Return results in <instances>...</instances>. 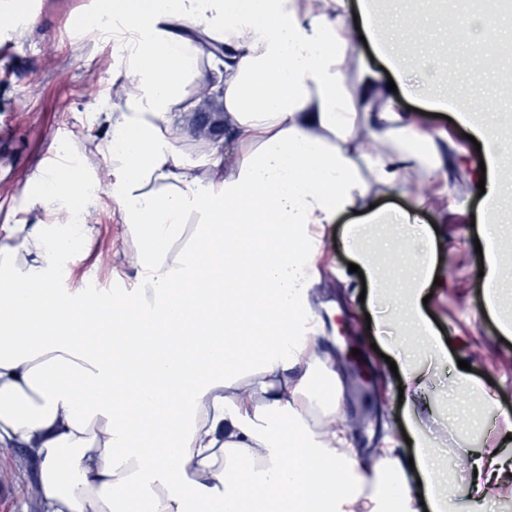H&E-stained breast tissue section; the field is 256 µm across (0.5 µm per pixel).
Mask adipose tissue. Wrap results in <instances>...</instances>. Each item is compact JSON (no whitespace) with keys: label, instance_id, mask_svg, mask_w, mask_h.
<instances>
[{"label":"adipose tissue","instance_id":"adipose-tissue-1","mask_svg":"<svg viewBox=\"0 0 512 512\" xmlns=\"http://www.w3.org/2000/svg\"><path fill=\"white\" fill-rule=\"evenodd\" d=\"M95 17L126 32L112 74L125 93L84 152L112 155L138 285L50 286L70 218L87 204L83 168L41 179L36 196L54 222L0 225V447L34 453L45 512H420L416 471L430 512H460L418 411L421 354L447 355L423 305L437 247L407 248L429 201L418 172L448 191V139L428 131L429 112L402 110L362 53L368 40L395 76L420 69L415 29L384 39L370 12L350 20L346 0H97ZM208 78L224 136L192 158L178 116ZM457 118L481 139L486 170L501 168L512 141L495 120L466 108ZM361 129L377 151L361 148ZM376 187L411 195L410 211L373 208ZM347 211L362 216L346 247L368 302L392 304L402 326L389 351L413 466L391 448H355L342 381L319 354L308 292L320 230ZM395 262L407 270L399 285L386 275ZM483 266L487 309L511 336L499 288L512 267L491 223ZM452 457L474 474L473 502L511 475L489 446Z\"/></svg>","mask_w":512,"mask_h":512}]
</instances>
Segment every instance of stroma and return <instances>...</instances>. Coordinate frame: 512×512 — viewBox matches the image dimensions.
<instances>
[{
	"mask_svg": "<svg viewBox=\"0 0 512 512\" xmlns=\"http://www.w3.org/2000/svg\"><path fill=\"white\" fill-rule=\"evenodd\" d=\"M487 5V0H411L413 12L432 18L421 35L422 51L438 58L464 55L463 46L440 39L438 30L445 21L465 20ZM92 8L93 0H30L24 28L0 29V127L7 131L0 138V225L12 223L19 207L28 209L30 218L46 219L27 192L42 171V156L56 151L59 142L76 148L83 136H102L100 113L119 102L120 90L112 84L117 54L110 41L81 29ZM472 46L486 57L487 72L477 78L459 70L442 76L439 85L456 103L496 108L503 134L512 136V90L504 88L505 73H512V56L506 54L512 47V10H497L494 35L477 31ZM429 127L447 132L462 152L447 174V198L418 215L419 223L438 227L446 239L436 253L444 285L434 289L426 312L438 337L448 343V357L428 367V393L438 410L424 424L440 448L477 449L484 432L512 416V346L502 342L498 322L486 310L481 259L475 251L484 218L477 188L481 155L458 121L435 117ZM355 219V214L345 213L325 225L321 276L310 288L308 302L322 321L320 353L344 383L342 416L356 426V447L372 455L389 439L397 455L406 459L416 450L403 437L407 420L399 402V380L374 350L376 344L388 343L391 331L368 328V308L360 301L363 284L350 271L352 257L344 246ZM85 222L90 233L83 254L64 275L54 277V287H132L136 254L110 195L89 201ZM345 328L360 338L357 354L346 351L341 336ZM463 360L472 368L471 379L493 392V412L449 410ZM36 469L26 449L0 448V512H44Z\"/></svg>",
	"mask_w": 512,
	"mask_h": 512,
	"instance_id": "35a3bbf8",
	"label": "stroma"
}]
</instances>
